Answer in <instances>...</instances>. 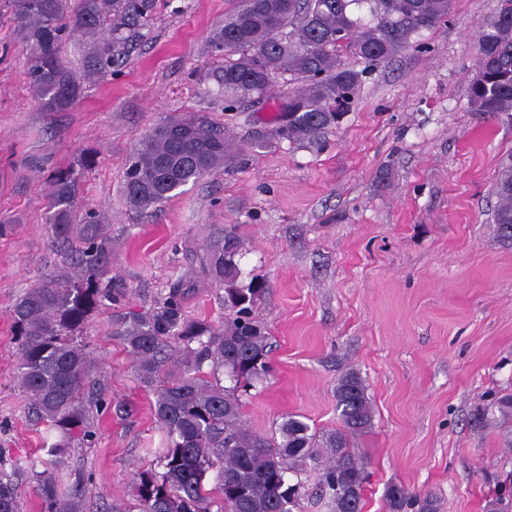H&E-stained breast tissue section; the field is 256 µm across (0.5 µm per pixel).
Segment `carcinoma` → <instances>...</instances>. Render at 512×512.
Wrapping results in <instances>:
<instances>
[{"instance_id": "carcinoma-1", "label": "carcinoma", "mask_w": 512, "mask_h": 512, "mask_svg": "<svg viewBox=\"0 0 512 512\" xmlns=\"http://www.w3.org/2000/svg\"><path fill=\"white\" fill-rule=\"evenodd\" d=\"M154 0H11L13 33L31 47L29 85L38 102L65 108L81 87L61 56L74 35L94 43L89 67L106 73L153 10ZM451 0H240L212 33L224 65L212 78L224 89L226 110L247 99L270 98L275 79L289 73L301 87L288 91V125L274 122L252 143L315 140L332 130L354 106L368 68L415 44L421 30L447 21ZM477 69L467 96L475 112H512V0L479 27ZM364 61L358 70L347 58ZM227 131L205 115L172 118L148 134L133 153L124 195L133 211H145L232 160ZM74 167L55 171L47 193L46 223L52 244L70 261L49 279L31 286L10 309L18 344L17 381L34 412L56 441L54 460L36 473L40 512H82L84 479L75 475L59 493L55 470L71 443L90 436L87 385L97 362L82 340L89 314L112 299V233L97 211L78 210ZM498 237L512 241V156L501 164L492 187ZM243 241L234 225L207 249L203 271L224 290V322L216 326L185 316L191 291L177 281L151 313L134 315L113 331L134 361L140 383L154 397L153 413L163 432V471L138 474L133 497L138 512H293L301 482L286 473L312 466L321 471L319 498L330 512H364L368 478L349 439L372 424L373 406L359 374L336 384L340 428L324 441L292 417L280 438L245 425L241 393L268 372V336L252 316L263 290L256 278L241 279ZM209 363L210 372L203 371ZM227 376L231 385L222 384ZM388 512H437L436 500L392 486ZM0 512H18L15 485L0 480Z\"/></svg>"}]
</instances>
